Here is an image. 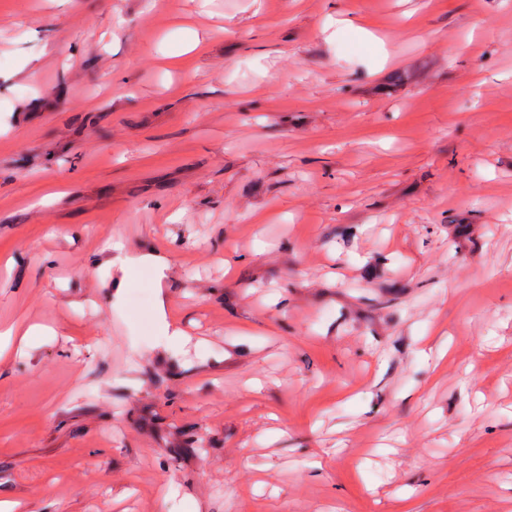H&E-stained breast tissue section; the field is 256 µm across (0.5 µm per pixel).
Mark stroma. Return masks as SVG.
<instances>
[{
  "instance_id": "obj_1",
  "label": "stroma",
  "mask_w": 512,
  "mask_h": 512,
  "mask_svg": "<svg viewBox=\"0 0 512 512\" xmlns=\"http://www.w3.org/2000/svg\"><path fill=\"white\" fill-rule=\"evenodd\" d=\"M0 497L512 512V0H0ZM142 267H151L155 271V283L161 284L164 276V261L153 254H141L126 259V270L133 271Z\"/></svg>"
}]
</instances>
